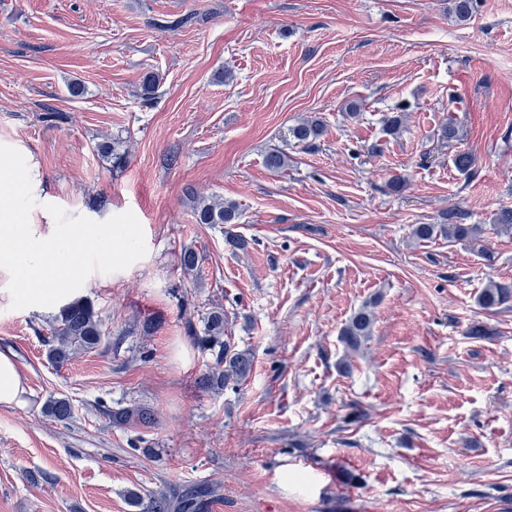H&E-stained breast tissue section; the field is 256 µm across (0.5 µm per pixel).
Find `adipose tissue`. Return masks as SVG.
<instances>
[{
	"label": "adipose tissue",
	"instance_id": "1",
	"mask_svg": "<svg viewBox=\"0 0 512 512\" xmlns=\"http://www.w3.org/2000/svg\"><path fill=\"white\" fill-rule=\"evenodd\" d=\"M38 163L15 143L0 145V289L6 303L34 307L64 300L65 284L89 283L91 273L79 269L80 258L111 267L129 259L138 237L127 225L68 224L50 204ZM122 241L114 249L113 241ZM28 388L14 355L0 350V405L24 406Z\"/></svg>",
	"mask_w": 512,
	"mask_h": 512
}]
</instances>
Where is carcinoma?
I'll list each match as a JSON object with an SVG mask.
<instances>
[{
	"label": "carcinoma",
	"mask_w": 512,
	"mask_h": 512,
	"mask_svg": "<svg viewBox=\"0 0 512 512\" xmlns=\"http://www.w3.org/2000/svg\"><path fill=\"white\" fill-rule=\"evenodd\" d=\"M476 0H452L450 12L454 18L463 22L469 19ZM324 131L321 118L312 117L299 123L292 129L297 144L306 148L313 144ZM265 165L271 171H280L288 167V154L272 150L265 157ZM194 213L199 224H223L227 240L233 246L242 248L245 241L235 235L231 227L237 223L239 212L233 202H220L204 196L194 198ZM464 214L457 209L448 210L446 224H416L412 228L413 236L427 241L439 235L450 241L473 239L482 232L478 224L463 223ZM477 305L487 311H498L512 306V283L491 281L477 298ZM226 315L224 310L216 308L203 319L202 335L197 337L196 345L203 351L214 355V365L199 377V385L206 391H221L231 385L245 382L252 370V356L247 350H237L231 343V337L224 335ZM374 314L370 304L362 305L341 330V341L349 352L358 351L371 336ZM106 330L92 302L79 298L65 306L51 329L47 340V356L57 365L69 361L78 350H92L105 340ZM47 414L58 420H66L72 413V405L65 397L52 398L45 406ZM112 423L120 427L149 426L154 421L153 410L145 404H130L109 411ZM215 488L209 484H198L184 489L150 491L143 494L131 491L129 504L136 512H208L210 500Z\"/></svg>",
	"instance_id": "obj_1"
}]
</instances>
